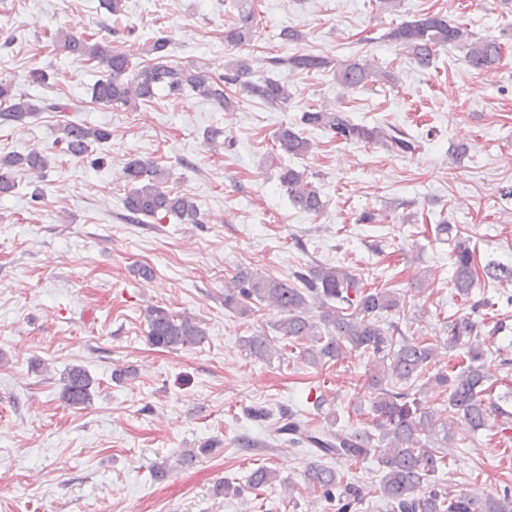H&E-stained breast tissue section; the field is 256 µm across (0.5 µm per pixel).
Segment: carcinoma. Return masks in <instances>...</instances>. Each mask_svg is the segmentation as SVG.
<instances>
[{
  "mask_svg": "<svg viewBox=\"0 0 512 512\" xmlns=\"http://www.w3.org/2000/svg\"><path fill=\"white\" fill-rule=\"evenodd\" d=\"M259 22L251 0H239L238 21L224 30V42L232 48L244 45L253 37ZM384 38L403 46L422 69L429 68L435 53L448 46L465 48L466 62L479 70L491 68L501 57L500 41L476 40L466 28L450 23L439 12L428 11L404 20ZM60 47L101 68L102 77L93 85L91 98L105 107L136 110L151 102L160 90L172 96L191 92L226 111L234 109L242 95L272 106L285 105L290 98L285 81L273 77L253 79L248 58L242 55L229 57L224 73L217 77L193 66L175 65L169 61L170 41L165 37L149 46L147 53L152 59L136 71L132 70L129 53L89 36L66 34L60 39ZM269 65L279 73L308 74L330 69L336 84L351 92L388 78V74L357 60L335 62L308 53L272 56ZM70 108V104L56 99L44 98L34 103L28 95L17 92L12 82L0 79V124L22 123L39 112H67ZM300 123L323 129L344 143H383L397 154H412L418 148L417 140L403 128L358 124L346 113L324 107L314 106L302 112ZM58 132V143L74 158L89 156L95 146L112 137L104 127H89L69 119L62 121ZM274 141L277 150L293 157L308 154L312 147L294 125L280 127ZM51 165L52 158L36 148L0 155V197L15 193L17 176L43 178ZM123 175L128 190L123 198L122 218L128 223L161 224L171 217L183 224L204 223L197 202L170 189L169 172L156 161L132 157L125 163ZM278 181L294 208L314 216L325 211L321 191L304 172L283 166ZM436 232L447 235L452 244V288L470 303L472 311L485 306L484 300H476L473 295L480 277L512 285V265L481 264L470 240L453 234V227L446 220L436 224ZM235 283L237 287L224 292V307L248 316L253 313L254 302L276 312L274 329L280 338L310 343L303 352L308 363H337L354 350L370 359L354 402L366 406L372 414L373 431L337 429L333 420L316 423L291 409L280 412L276 421L269 423V413L264 408H250L248 416L264 423L269 441L305 444L315 449L317 456L343 465L358 464L386 449L380 455L383 475L376 492L392 512H512V491L507 488L474 500L431 485L432 478L446 466L439 448L448 444V421L434 412L413 409L417 405L413 389L419 386L426 392L448 394L449 416L464 419L475 431L483 429L492 414L509 424L512 413L485 403L483 398L486 375L480 322L460 316L446 323L445 338L435 343L418 341L407 336L399 322L393 320L403 307L401 296L388 288L370 286L345 266L301 268L286 280L241 270ZM314 307L319 310L316 320L311 315ZM145 321L146 341L152 346L174 351L201 344L207 338L201 321L189 313L150 306L145 309ZM244 346L251 355L267 362L281 355L277 340L262 332L245 337ZM440 346L463 351L466 366L458 372L430 373ZM62 383V399L67 406L82 410L91 405L93 378L85 368L69 367ZM274 478L275 471L259 467L251 473L249 486L258 489ZM305 480L324 499L336 502L338 512H351L363 500L360 487L345 481L335 468L313 462L305 472ZM423 484L430 490L418 497L415 491Z\"/></svg>",
  "mask_w": 512,
  "mask_h": 512,
  "instance_id": "1",
  "label": "carcinoma"
}]
</instances>
